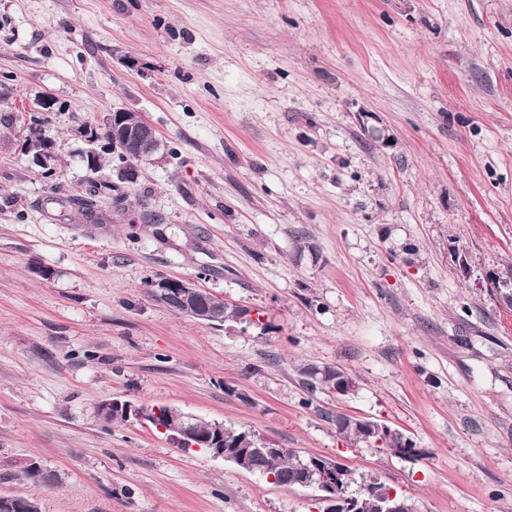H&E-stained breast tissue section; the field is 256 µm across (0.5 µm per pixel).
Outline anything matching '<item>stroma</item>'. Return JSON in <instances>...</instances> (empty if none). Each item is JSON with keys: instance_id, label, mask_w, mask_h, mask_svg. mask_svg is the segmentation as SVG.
Here are the masks:
<instances>
[{"instance_id": "35a3bbf8", "label": "stroma", "mask_w": 512, "mask_h": 512, "mask_svg": "<svg viewBox=\"0 0 512 512\" xmlns=\"http://www.w3.org/2000/svg\"><path fill=\"white\" fill-rule=\"evenodd\" d=\"M40 97L49 175L22 151ZM117 109L163 147L88 235L50 199L115 180L78 130ZM161 278L254 321L173 313ZM306 365L356 387L308 391ZM113 399L335 460L412 512H512V0H0V495L319 512L314 490L103 421ZM340 413L420 456L345 440Z\"/></svg>"}]
</instances>
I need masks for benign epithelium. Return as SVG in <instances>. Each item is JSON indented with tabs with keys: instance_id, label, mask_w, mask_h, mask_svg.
Segmentation results:
<instances>
[{
	"instance_id": "benign-epithelium-1",
	"label": "benign epithelium",
	"mask_w": 512,
	"mask_h": 512,
	"mask_svg": "<svg viewBox=\"0 0 512 512\" xmlns=\"http://www.w3.org/2000/svg\"><path fill=\"white\" fill-rule=\"evenodd\" d=\"M125 111L118 109L110 113L104 120L103 129L112 131V138L105 139L97 132H91L84 126L79 134L83 138L87 148L84 151V159L90 166H95L100 154L112 152L128 162L132 158L146 159L156 154L161 149V140L154 127L144 121L134 131H124ZM31 161L49 173L53 170L54 155L51 146L46 141H39L37 145L30 146ZM157 292L175 294L187 308L195 313L200 321L214 323L224 321L222 313L211 308L197 306L196 299L203 292L195 282L184 279H162L153 282ZM106 407H114L124 412L126 417L143 419L174 441L178 446L199 448L206 446L214 458H222L233 462L242 470L253 471L249 464L251 452H265L266 448L254 446V448H238L234 451L224 450V424H216L218 433L216 438H198L190 428L192 415L180 410L171 409L168 417L163 419L159 410L146 411L142 407L121 400L107 402ZM341 469L333 465H323L319 461L310 459L300 465V471L294 477L292 485L295 487L314 488L320 495L318 500L322 504V512H361L366 504L362 498V492L379 499L380 512H409V507L404 500L388 490L384 493L377 489V482L373 479L361 485V489L352 490L341 483ZM34 506L31 501L21 496L0 495V512H32Z\"/></svg>"
}]
</instances>
